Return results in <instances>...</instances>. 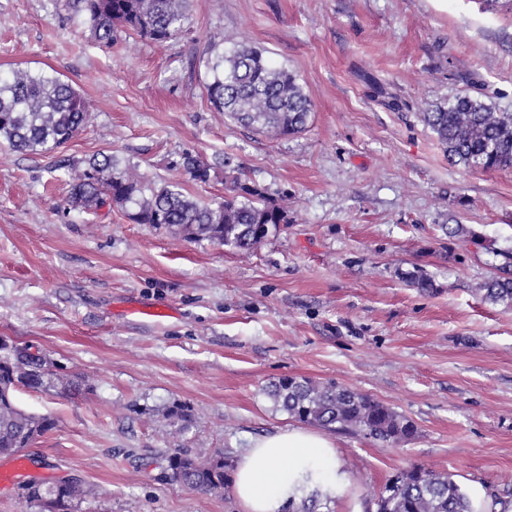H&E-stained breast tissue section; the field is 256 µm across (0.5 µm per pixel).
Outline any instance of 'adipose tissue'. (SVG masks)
Returning <instances> with one entry per match:
<instances>
[{
  "label": "adipose tissue",
  "instance_id": "ef3b65f1",
  "mask_svg": "<svg viewBox=\"0 0 512 512\" xmlns=\"http://www.w3.org/2000/svg\"><path fill=\"white\" fill-rule=\"evenodd\" d=\"M347 484L334 441L320 431L291 428L252 442L236 466L233 490L244 512H283L303 487L335 496Z\"/></svg>",
  "mask_w": 512,
  "mask_h": 512
}]
</instances>
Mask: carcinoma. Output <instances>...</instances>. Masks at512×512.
Wrapping results in <instances>:
<instances>
[{
	"instance_id": "carcinoma-1",
	"label": "carcinoma",
	"mask_w": 512,
	"mask_h": 512,
	"mask_svg": "<svg viewBox=\"0 0 512 512\" xmlns=\"http://www.w3.org/2000/svg\"><path fill=\"white\" fill-rule=\"evenodd\" d=\"M190 0H72L73 15L103 45L117 32H129L163 44L187 31ZM204 89L224 116L271 138L302 133L313 102L288 68L273 63L245 40L211 39ZM90 103L61 77L17 67L0 74V141L21 153L43 155L68 144L85 126ZM448 156V163L469 171L512 166V113L496 112L480 97L466 93L421 113ZM184 182L161 185L144 179L137 167L99 152L66 168L68 205L96 211L117 205L136 224H162L188 241H208L230 250L253 249L270 229L288 223L287 207L269 200L254 182L232 175L224 159V201L203 203L185 193L183 183L206 185L215 167L185 151L172 162ZM484 301L512 305V272L479 285ZM40 359L20 351L0 358V455L14 456L50 431L54 421L27 413L14 400L18 386L55 389L54 363L37 372ZM267 395L289 416L314 425L363 433L399 443L416 428L408 419L370 396L335 383L288 377L270 384ZM224 456L181 452L171 467L185 486L218 492L224 489ZM377 512H471L468 493L451 477L419 467L399 472L380 492Z\"/></svg>"
}]
</instances>
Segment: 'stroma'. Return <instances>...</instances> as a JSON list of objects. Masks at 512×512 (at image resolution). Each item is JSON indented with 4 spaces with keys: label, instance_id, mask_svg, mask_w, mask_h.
<instances>
[{
    "label": "stroma",
    "instance_id": "1",
    "mask_svg": "<svg viewBox=\"0 0 512 512\" xmlns=\"http://www.w3.org/2000/svg\"><path fill=\"white\" fill-rule=\"evenodd\" d=\"M220 31L297 74L313 101L303 133L268 138L213 108ZM18 65L57 72L92 112L57 152L0 146V343L83 386L15 392L56 425L0 487V512H43L25 486L61 477L87 489L80 512H241L232 488L188 489L169 459L185 448L233 468L252 439L296 426L266 395L283 377L357 389L417 429L393 446L331 431L349 483L316 512H375L411 466L512 501V307L477 293L512 253V167L449 165L420 119L464 91L512 113V0H192L187 34L108 47L67 0H0V70ZM186 150L231 157L287 201V223L236 253L116 206L67 207L59 160L112 153L176 182ZM414 270L433 292L410 285ZM175 404L192 415L180 435Z\"/></svg>",
    "mask_w": 512,
    "mask_h": 512
}]
</instances>
